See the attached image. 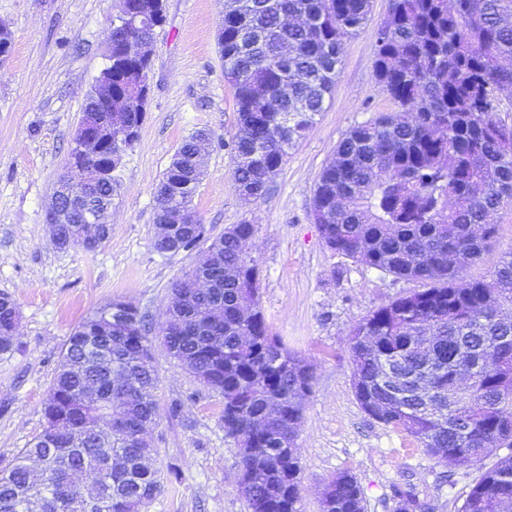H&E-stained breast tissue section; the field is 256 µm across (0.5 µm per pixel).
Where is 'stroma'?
<instances>
[{"mask_svg":"<svg viewBox=\"0 0 512 512\" xmlns=\"http://www.w3.org/2000/svg\"><path fill=\"white\" fill-rule=\"evenodd\" d=\"M225 0H164L149 71L146 117L124 157L98 249H58L45 222L95 79L106 67L120 0H0L13 49L0 62V294L18 305L16 348L0 356V470L45 427L43 402L64 342L85 317L115 301L146 316L155 338L158 415L147 431L154 468L165 477L149 512H245L236 444L225 437L221 396L171 359L159 338L171 284L187 253L162 255L153 241L155 188L184 139L206 130L205 174L192 207L210 236L254 225L261 270L259 306L272 335L313 367L311 393L295 440L301 512H320L322 491L342 471L361 487L366 512H395L415 493L428 512H459L481 474L511 450L490 449L482 467L435 465L410 437L360 407L347 347L353 326L416 290L331 250L312 218L313 193L336 145L353 126L393 111L373 78L377 32L389 0H371L364 27L344 38L330 102L271 180L244 201L224 144L236 131L234 89L224 78L217 34ZM496 237L465 279H490L512 251V205L492 217Z\"/></svg>","mask_w":512,"mask_h":512,"instance_id":"stroma-1","label":"stroma"}]
</instances>
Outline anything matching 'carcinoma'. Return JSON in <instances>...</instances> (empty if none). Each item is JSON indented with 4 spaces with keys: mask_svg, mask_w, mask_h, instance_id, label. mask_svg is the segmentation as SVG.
I'll use <instances>...</instances> for the list:
<instances>
[{
    "mask_svg": "<svg viewBox=\"0 0 512 512\" xmlns=\"http://www.w3.org/2000/svg\"><path fill=\"white\" fill-rule=\"evenodd\" d=\"M370 0H238L224 16L218 48L237 104L227 143L232 177L261 197L332 94L342 38L365 24ZM136 14L162 16L161 0H128ZM512 0H390L378 32L376 87L396 105L352 127L319 175L313 207L326 211V245L423 288L373 311L348 337L353 388L362 410L406 433L448 469L482 463L487 449L512 448V251L491 280L460 272L481 259L512 203V130L499 124L501 95L512 90ZM141 63L112 41V98H130ZM133 112L112 130V146L139 130ZM196 135L173 157L156 189L191 208L202 179L191 159ZM114 176L92 193L112 204ZM235 224L207 241L204 225H180L178 250L216 249L212 280L194 288L190 268L172 283L180 325L163 336L168 355L224 398V433L237 443L239 492L248 512H300L301 466L294 443L313 371L269 332L257 303L260 268ZM83 233L73 208L60 248ZM205 248H200L204 242ZM137 317L132 334L129 319ZM16 301L0 294V355L15 349ZM144 318L114 301L77 325L64 343L44 401L46 426L0 471V512H147L162 493L146 465L143 437L157 416L159 378L141 347ZM399 382L385 381V368ZM89 383L115 404L125 430L97 440L102 414L78 404ZM74 432L87 440L73 444ZM279 435L288 448L268 437ZM320 512H365L356 477L325 486ZM461 512H512V455L482 472Z\"/></svg>",
    "mask_w": 512,
    "mask_h": 512,
    "instance_id": "1",
    "label": "carcinoma"
}]
</instances>
